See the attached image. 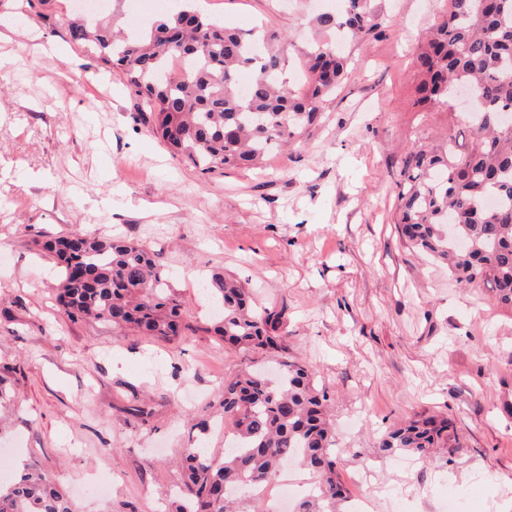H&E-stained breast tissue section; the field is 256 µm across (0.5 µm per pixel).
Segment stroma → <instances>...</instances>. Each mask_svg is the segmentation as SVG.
I'll list each match as a JSON object with an SVG mask.
<instances>
[{"instance_id": "1", "label": "stroma", "mask_w": 512, "mask_h": 512, "mask_svg": "<svg viewBox=\"0 0 512 512\" xmlns=\"http://www.w3.org/2000/svg\"><path fill=\"white\" fill-rule=\"evenodd\" d=\"M71 0L42 11L0 0V474L37 467L74 512H164L197 445L223 454L218 387L248 358L205 333L219 271L265 306H286L288 356L328 388L351 503L373 512H512V311L404 247L394 224L401 159L415 144L472 136L462 113L413 106L412 57L445 0H369L378 24L348 43V74L301 144L263 168L203 174L144 123L119 71L86 68ZM340 0H202L213 18L283 36L303 92L316 15ZM120 235L162 254L196 334L167 343L69 318L42 241ZM142 406L147 417L133 415ZM208 409L206 435L191 429ZM444 414L455 438L431 462L379 452L406 418Z\"/></svg>"}]
</instances>
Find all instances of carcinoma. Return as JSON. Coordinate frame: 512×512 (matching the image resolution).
Instances as JSON below:
<instances>
[{
	"instance_id": "1",
	"label": "carcinoma",
	"mask_w": 512,
	"mask_h": 512,
	"mask_svg": "<svg viewBox=\"0 0 512 512\" xmlns=\"http://www.w3.org/2000/svg\"><path fill=\"white\" fill-rule=\"evenodd\" d=\"M176 7L131 35L101 22L73 21L71 41L92 64L122 70L145 123L171 152L203 174L258 165L265 154L296 143L323 112L347 73L336 43H317L304 57L307 89L298 95L281 79L280 57L254 46L266 41L196 9ZM323 29L360 39L376 27L367 0H346L344 10L316 18ZM190 61L171 77L170 56ZM414 104L421 112L451 111L448 85H469L481 104L467 113L470 148L456 139L410 147L403 159L397 221L406 247L448 266L463 286L488 284L497 304L512 309V0H448V11L414 60ZM252 76L239 91L240 74ZM62 268L58 300L72 319L129 326L143 336L173 342L201 330L236 350L276 353L273 365H250L224 379L217 404L234 425L236 447L222 458L187 448L184 480L172 512H232L231 491L256 492L294 461L315 485L296 512H345L346 492L336 477V433L328 418L327 389L315 372L288 359L286 307L259 306L238 279L213 273L209 289L218 315L200 328L165 277L160 254L123 237L93 234L45 242ZM447 418L402 421L378 439L383 454L409 452L427 460L451 438ZM0 512H73L71 501L46 476L27 469L0 482Z\"/></svg>"
}]
</instances>
